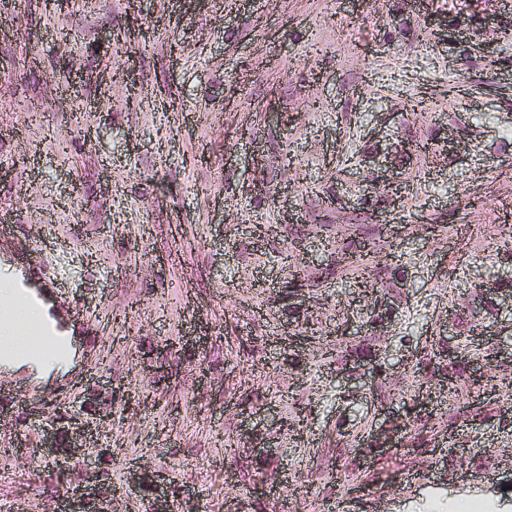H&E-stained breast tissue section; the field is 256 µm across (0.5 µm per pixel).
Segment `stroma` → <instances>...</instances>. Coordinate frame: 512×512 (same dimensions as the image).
<instances>
[{
  "label": "stroma",
  "mask_w": 512,
  "mask_h": 512,
  "mask_svg": "<svg viewBox=\"0 0 512 512\" xmlns=\"http://www.w3.org/2000/svg\"><path fill=\"white\" fill-rule=\"evenodd\" d=\"M1 165L0 263L95 325L63 408L112 453L0 378V512L89 473L110 512H512V0H0ZM67 424V432L70 430L73 440L70 446L76 449V455L83 456L85 459L109 450V448H99L96 443L101 429V424L97 421L73 416L68 418Z\"/></svg>",
  "instance_id": "35a3bbf8"
}]
</instances>
